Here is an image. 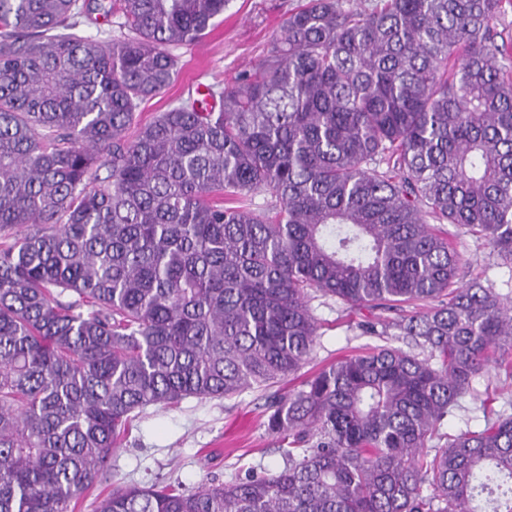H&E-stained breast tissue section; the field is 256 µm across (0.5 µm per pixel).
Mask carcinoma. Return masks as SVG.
Segmentation results:
<instances>
[{"label": "carcinoma", "mask_w": 512, "mask_h": 512, "mask_svg": "<svg viewBox=\"0 0 512 512\" xmlns=\"http://www.w3.org/2000/svg\"><path fill=\"white\" fill-rule=\"evenodd\" d=\"M230 2L0 0V512H75L148 406L298 373L320 295L429 307L271 402L283 467L93 512H512V414L447 432L491 358L512 385V294L441 228L512 261V0H308L219 107L137 124ZM122 19L112 18V23L105 21L103 18L99 17L97 20L94 19V16L91 20H85L84 25L82 26L83 30L87 35L93 36L95 39L99 41H105L110 38H117L122 35V31L126 32V30L122 31L119 29L118 22H122Z\"/></svg>", "instance_id": "obj_1"}]
</instances>
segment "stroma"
Segmentation results:
<instances>
[{
	"mask_svg": "<svg viewBox=\"0 0 512 512\" xmlns=\"http://www.w3.org/2000/svg\"><path fill=\"white\" fill-rule=\"evenodd\" d=\"M305 0H233L222 21L199 42L177 48L180 73L168 90L142 104L138 119L150 122L158 112L194 89L233 82L238 72L255 67L279 35L289 12ZM447 231L470 275L492 283L500 292L512 290V263L502 260L483 241L456 225ZM319 330L311 359L301 372L273 384L271 390H252L232 399L201 402L194 398L175 407L151 406L142 415L110 461L115 482L147 485L179 482L192 489L219 484L239 469L273 468L283 460L265 422L270 393H285L300 386L303 376L349 351L378 344L375 336L362 334L366 322L396 319L393 310H345L333 298L318 297L311 303ZM495 369H486L473 380L474 396L465 397L449 432L480 428L487 411L480 401L493 386Z\"/></svg>",
	"mask_w": 512,
	"mask_h": 512,
	"instance_id": "1",
	"label": "stroma"
}]
</instances>
